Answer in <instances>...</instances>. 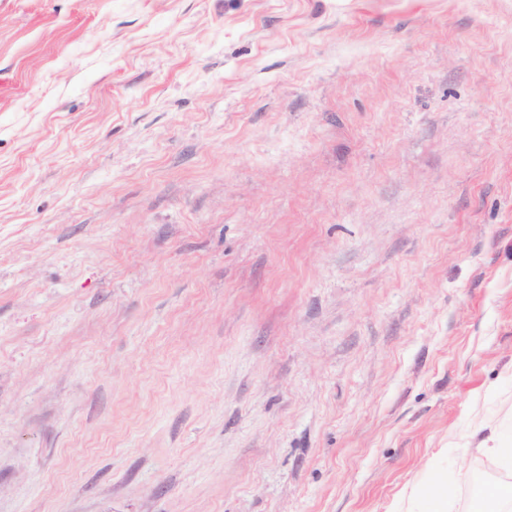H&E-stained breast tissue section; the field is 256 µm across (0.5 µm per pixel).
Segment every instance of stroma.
Here are the masks:
<instances>
[{
    "mask_svg": "<svg viewBox=\"0 0 512 512\" xmlns=\"http://www.w3.org/2000/svg\"><path fill=\"white\" fill-rule=\"evenodd\" d=\"M512 444V0H0V512H472Z\"/></svg>",
    "mask_w": 512,
    "mask_h": 512,
    "instance_id": "35a3bbf8",
    "label": "stroma"
}]
</instances>
